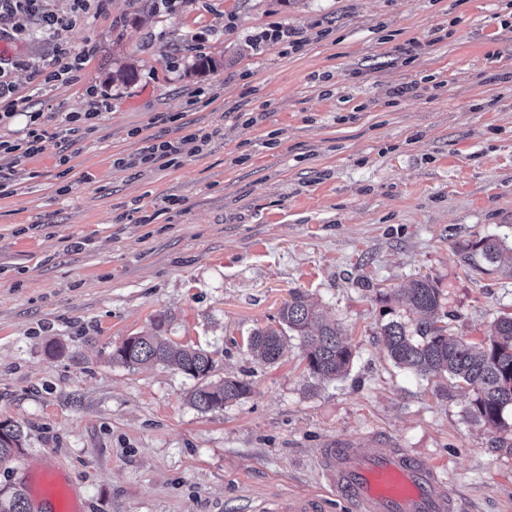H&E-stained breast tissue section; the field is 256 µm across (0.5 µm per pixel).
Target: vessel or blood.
<instances>
[{
    "instance_id": "1",
    "label": "vessel or blood",
    "mask_w": 512,
    "mask_h": 512,
    "mask_svg": "<svg viewBox=\"0 0 512 512\" xmlns=\"http://www.w3.org/2000/svg\"><path fill=\"white\" fill-rule=\"evenodd\" d=\"M320 462L334 498L348 512H459L445 472L404 449L360 453L340 444L322 449ZM38 494L49 512H76L71 490L53 470L40 474ZM270 512H326V503L306 496Z\"/></svg>"
}]
</instances>
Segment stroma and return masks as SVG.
<instances>
[{"label":"stroma","mask_w":512,"mask_h":512,"mask_svg":"<svg viewBox=\"0 0 512 512\" xmlns=\"http://www.w3.org/2000/svg\"><path fill=\"white\" fill-rule=\"evenodd\" d=\"M506 3L105 0L59 33L85 56L77 81L39 97L27 67L55 40L19 18L9 77L53 138L0 162V421L26 435L0 490L40 512L48 465L79 512H260L322 492L318 453L346 442L445 465L463 512H512V454L470 416V392L395 367L380 336L409 321L397 290L420 276L466 340L512 313V278L453 249L487 233L512 244ZM282 27L299 50L273 40ZM201 57L217 69L193 73ZM402 83L413 93L390 104ZM91 87L112 107L71 129L68 113L95 109ZM188 128L213 137L179 166L113 167ZM295 289L350 336L344 379L310 387L294 339L277 363L250 355ZM160 313L173 341L210 352V381L251 394L202 413L194 379L113 362Z\"/></svg>","instance_id":"obj_1"}]
</instances>
